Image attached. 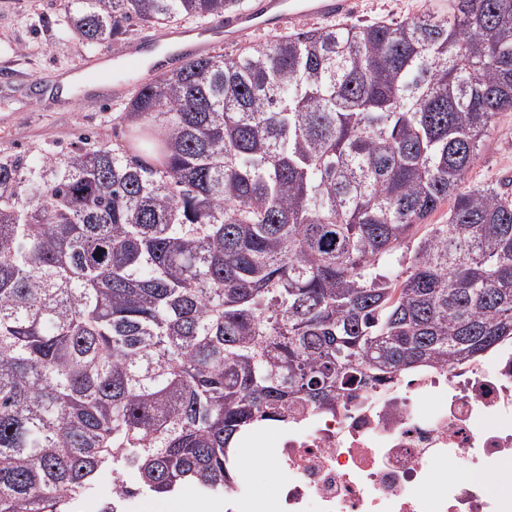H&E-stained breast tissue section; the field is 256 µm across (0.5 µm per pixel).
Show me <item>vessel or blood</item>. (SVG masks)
Masks as SVG:
<instances>
[{"label":"vessel or blood","mask_w":512,"mask_h":512,"mask_svg":"<svg viewBox=\"0 0 512 512\" xmlns=\"http://www.w3.org/2000/svg\"><path fill=\"white\" fill-rule=\"evenodd\" d=\"M353 0H257L251 8L224 17V36L263 27L282 30L305 17H344L351 13Z\"/></svg>","instance_id":"b4317fda"}]
</instances>
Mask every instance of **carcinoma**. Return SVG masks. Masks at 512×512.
Returning <instances> with one entry per match:
<instances>
[{"mask_svg":"<svg viewBox=\"0 0 512 512\" xmlns=\"http://www.w3.org/2000/svg\"><path fill=\"white\" fill-rule=\"evenodd\" d=\"M241 0H63L98 45ZM512 0L155 74L121 142L0 155V512L226 493L238 436L512 342ZM448 205V219H428ZM402 270H397V267ZM495 132L468 174L470 185L512 179V112L495 117ZM112 472L102 471L96 478L94 489L81 502V512H99L101 505L112 497Z\"/></svg>","mask_w":512,"mask_h":512,"instance_id":"cac0c4a2","label":"carcinoma"}]
</instances>
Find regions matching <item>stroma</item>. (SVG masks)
<instances>
[{
  "mask_svg": "<svg viewBox=\"0 0 512 512\" xmlns=\"http://www.w3.org/2000/svg\"><path fill=\"white\" fill-rule=\"evenodd\" d=\"M427 4L440 9L448 0H361L349 20L399 22ZM148 34L147 27L134 23L115 40L90 47L63 25L61 0H0V63L13 75L10 83L0 82V154L22 151L35 162L42 150L65 149L90 136L113 140L132 93L152 76L151 70L127 65L129 50ZM95 58L116 67L100 91L78 88L64 97L48 85L30 84ZM504 178L512 179V112L496 116L495 132L468 174L473 185Z\"/></svg>",
  "mask_w": 512,
  "mask_h": 512,
  "instance_id": "35a3bbf8",
  "label": "stroma"
}]
</instances>
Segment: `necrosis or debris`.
<instances>
[{"mask_svg": "<svg viewBox=\"0 0 512 512\" xmlns=\"http://www.w3.org/2000/svg\"><path fill=\"white\" fill-rule=\"evenodd\" d=\"M268 431L277 490H237L235 512H512L492 490L512 455V346Z\"/></svg>", "mask_w": 512, "mask_h": 512, "instance_id": "obj_1", "label": "necrosis or debris"}]
</instances>
